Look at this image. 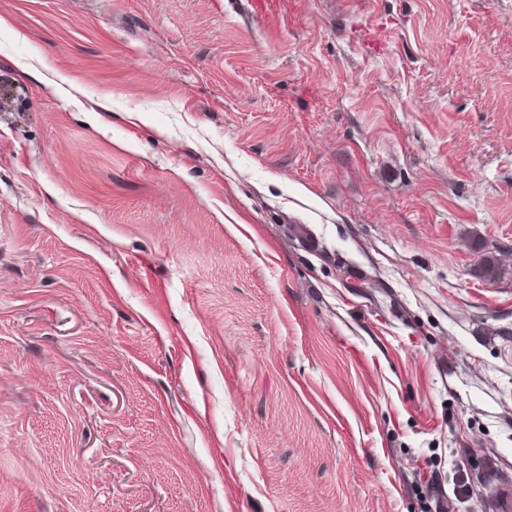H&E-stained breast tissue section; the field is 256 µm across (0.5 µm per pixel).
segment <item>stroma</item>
<instances>
[{"instance_id": "35a3bbf8", "label": "stroma", "mask_w": 512, "mask_h": 512, "mask_svg": "<svg viewBox=\"0 0 512 512\" xmlns=\"http://www.w3.org/2000/svg\"><path fill=\"white\" fill-rule=\"evenodd\" d=\"M252 2L0 0V512L512 485V0Z\"/></svg>"}]
</instances>
